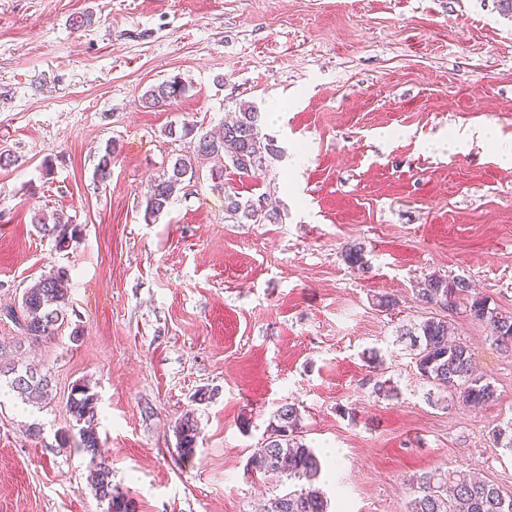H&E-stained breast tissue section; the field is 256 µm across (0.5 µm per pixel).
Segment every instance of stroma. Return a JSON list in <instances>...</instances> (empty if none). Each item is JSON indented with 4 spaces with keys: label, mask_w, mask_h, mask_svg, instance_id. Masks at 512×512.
I'll list each match as a JSON object with an SVG mask.
<instances>
[{
    "label": "stroma",
    "mask_w": 512,
    "mask_h": 512,
    "mask_svg": "<svg viewBox=\"0 0 512 512\" xmlns=\"http://www.w3.org/2000/svg\"><path fill=\"white\" fill-rule=\"evenodd\" d=\"M174 76L187 87L174 107L139 106ZM243 101L280 156L219 182L199 161L146 221L150 180L189 146L169 127L211 130ZM486 127L493 140L478 138ZM457 130L473 134L467 152L430 149ZM510 147L500 0H0V152L16 158L0 168V356L52 380L34 402L0 390V512H106L89 456L60 440L79 380L135 512H258L287 492V478L246 471L285 403L303 415L328 512H410L408 480L438 465L512 496V451L492 438L512 422V349L454 315L496 389L472 408L422 379L397 340L431 316L414 286L433 273L512 313V167L497 160ZM228 193L267 197L281 217L225 219ZM38 210L80 239L56 251ZM351 241L362 269L343 260ZM54 266L71 274L68 322L35 343L9 313ZM382 294L394 309L376 306ZM188 411L201 434L185 460L175 423Z\"/></svg>",
    "instance_id": "obj_1"
}]
</instances>
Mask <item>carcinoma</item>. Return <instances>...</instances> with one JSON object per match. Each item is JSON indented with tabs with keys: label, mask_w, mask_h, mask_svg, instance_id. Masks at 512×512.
Wrapping results in <instances>:
<instances>
[{
	"label": "carcinoma",
	"mask_w": 512,
	"mask_h": 512,
	"mask_svg": "<svg viewBox=\"0 0 512 512\" xmlns=\"http://www.w3.org/2000/svg\"><path fill=\"white\" fill-rule=\"evenodd\" d=\"M186 94V85L175 76L148 89L139 99L146 108L168 107ZM263 115L248 103L224 121L222 132L198 134L195 126L183 124L181 130L171 127L168 134L190 140L192 152L176 159L170 171L151 181L145 193V218L156 220L171 204L173 197L183 189L186 178H195L194 160L198 156L219 160L228 158L241 173L267 167L270 159L278 156L274 140L262 135ZM115 148L107 146L95 167V180L108 181L112 176ZM224 211L238 221L254 223L278 221V212L265 205V199L239 200L236 195L225 196ZM32 223L38 231L52 239L55 249L66 251L78 239V225L40 210L34 213ZM343 260L350 267L367 263L362 244L345 247ZM70 271L64 267L49 269L42 278L23 291L20 317L25 334L34 342L55 336L65 322L70 297ZM416 298L425 305L438 307L455 297L464 306L463 313L484 325L490 336L501 344L512 347V314L490 306L488 299L472 292L467 281H458L431 274L415 285ZM452 323L448 316H431L400 335L408 341L412 359L423 379L438 386L455 389L465 405L485 404L493 400L495 388L486 378L475 374V358L470 347L450 340ZM5 385L24 399L48 395L51 379L34 366L20 369L16 363H0V376ZM98 396L90 384L78 381L72 385L67 409L77 427V450L90 456L94 464L91 486L95 496L107 503V512H134L130 500L113 490L112 469L103 460H97L100 438L97 431ZM302 415L293 403L278 407L269 433L262 446L254 449L247 461L249 474H285L301 482L296 489L267 500L263 512H327V500L315 481L321 473V462L313 449L304 444L299 435ZM176 449L181 458L196 453L200 427L191 413H185L176 423ZM410 512H512V497L500 488L475 479L462 469L435 468L424 471L410 484Z\"/></svg>",
	"instance_id": "cac0c4a2"
}]
</instances>
